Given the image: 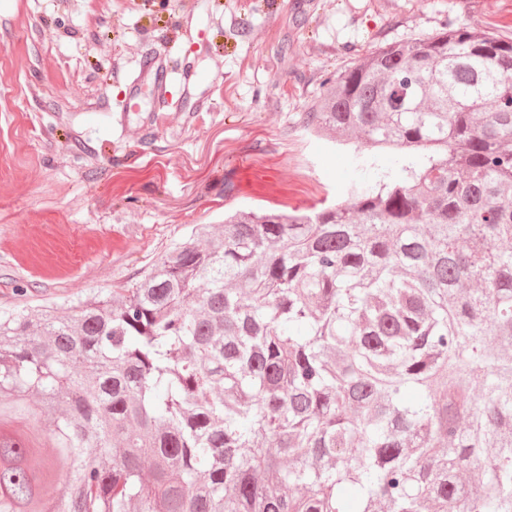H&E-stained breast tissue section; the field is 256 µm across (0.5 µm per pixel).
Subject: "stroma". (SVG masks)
I'll return each instance as SVG.
<instances>
[{"label": "stroma", "mask_w": 512, "mask_h": 512, "mask_svg": "<svg viewBox=\"0 0 512 512\" xmlns=\"http://www.w3.org/2000/svg\"><path fill=\"white\" fill-rule=\"evenodd\" d=\"M450 23L512 36V0H0V313L130 287L225 213L376 186L394 158L305 114L338 70Z\"/></svg>", "instance_id": "stroma-1"}]
</instances>
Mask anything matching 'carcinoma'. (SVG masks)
Segmentation results:
<instances>
[{
    "label": "carcinoma",
    "instance_id": "carcinoma-1",
    "mask_svg": "<svg viewBox=\"0 0 512 512\" xmlns=\"http://www.w3.org/2000/svg\"><path fill=\"white\" fill-rule=\"evenodd\" d=\"M306 125L401 168L0 315V512H512V38L391 43Z\"/></svg>",
    "mask_w": 512,
    "mask_h": 512
}]
</instances>
